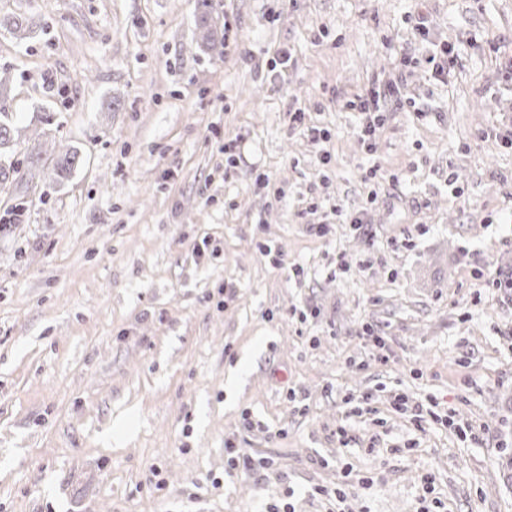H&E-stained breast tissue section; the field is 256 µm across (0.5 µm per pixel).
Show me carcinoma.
I'll use <instances>...</instances> for the list:
<instances>
[{
  "label": "carcinoma",
  "instance_id": "1",
  "mask_svg": "<svg viewBox=\"0 0 512 512\" xmlns=\"http://www.w3.org/2000/svg\"><path fill=\"white\" fill-rule=\"evenodd\" d=\"M198 2V41L199 44L215 50L224 45V36L218 30L216 0H197ZM35 17L31 14H18L7 20H0V28L7 30L14 38L22 40L33 32ZM22 129L18 127L13 113L0 110V192L28 190L31 170L42 163L40 146L25 148L24 158L18 159ZM80 162L77 151L67 150L56 155L53 170L56 176L64 178Z\"/></svg>",
  "mask_w": 512,
  "mask_h": 512
}]
</instances>
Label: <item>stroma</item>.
Here are the masks:
<instances>
[{"mask_svg":"<svg viewBox=\"0 0 512 512\" xmlns=\"http://www.w3.org/2000/svg\"><path fill=\"white\" fill-rule=\"evenodd\" d=\"M195 5L0 0L39 21L0 35L8 110L23 127L56 112L46 149L81 158L0 192V512H328L318 491L348 470L368 484L344 512H418L427 473L444 512H512V290L483 285L512 275V0H220V56ZM417 11L459 51L447 82L417 58ZM397 75L402 102L363 147L344 103ZM336 205L366 232L326 224ZM394 388L436 417L415 424ZM228 439L276 472L225 480ZM292 59V52L290 47H281L275 51L272 59L273 66L270 71H276L270 77V84L274 87H280L285 82V77L288 76V67ZM278 68V69H277Z\"/></svg>","mask_w":512,"mask_h":512,"instance_id":"obj_1","label":"stroma"}]
</instances>
